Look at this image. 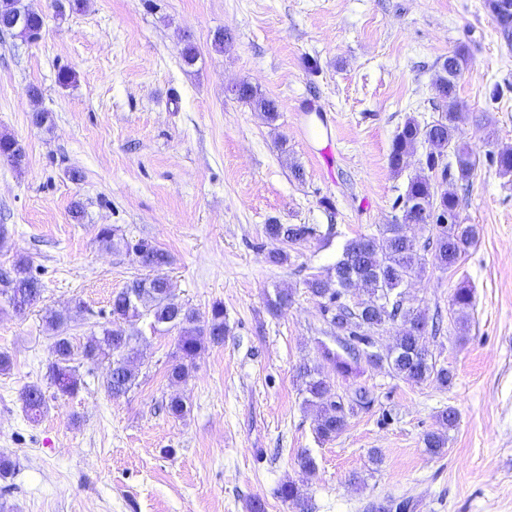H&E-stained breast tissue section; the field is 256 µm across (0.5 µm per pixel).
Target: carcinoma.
<instances>
[{
  "label": "carcinoma",
  "instance_id": "obj_1",
  "mask_svg": "<svg viewBox=\"0 0 512 512\" xmlns=\"http://www.w3.org/2000/svg\"><path fill=\"white\" fill-rule=\"evenodd\" d=\"M487 7L502 37L512 41V0H487ZM26 14L24 29L11 27L15 16ZM44 25L43 14L30 9L22 0H0V29L17 36L35 40ZM468 62V50L459 46L448 55L440 66L435 85L442 104L438 119L422 124L413 117L407 118L395 134L388 157V165L395 174L402 172L405 158L418 145H425L420 171L408 180L402 199L414 206L402 212L395 224H386L378 233L360 235L345 241L342 252L330 273L325 277L313 275L305 282L310 295L319 301L323 316L336 330V338L344 353L323 349V357L336 373L344 378L357 370L360 360L378 366L383 363L396 375L415 384L433 383L445 387L451 384L450 370L437 367L429 359L428 350L421 343L427 321L425 314L405 307L403 286L423 273L426 266L447 271L455 267L474 243L478 230L473 224H464L459 214V198L443 187L448 177L467 182L475 169V160L468 148L457 138L456 116L461 102L456 87L457 77ZM239 99L248 102L255 110L273 121L278 117L275 100L266 98L252 86L242 83L234 89ZM455 156L454 173H448L444 160L448 148ZM26 154L18 141L0 134V160L14 168L23 166ZM499 174L512 177V147L506 146L494 154ZM451 215L454 222L434 225L435 234L427 244V253L420 254L414 237L408 234L412 224L430 223L431 213ZM266 235L282 244L293 247L307 243L317 236L311 224L265 225ZM98 243L109 250L124 249L135 256L146 274L136 277L110 300L111 319L99 325V332H91L87 341L79 346L67 335L69 316L61 311L48 310L44 320L56 331L53 358L47 366V379L60 396H70L79 391L81 377L76 362L110 360V368L103 386L111 397L130 391L138 380V350L133 344L134 334L125 328L144 315L153 317L154 325H163L178 331L177 356L169 369V377L179 382L188 375L194 359L205 345H221L228 334L224 320V305L215 302L205 314L179 301L172 284L162 273L171 264L169 253L152 243L140 239L132 242L118 234V229L102 227L97 233ZM14 276L0 275V292L9 291L14 296L12 309L23 312V306H32L40 298L43 285L31 272L30 262L19 259L13 268ZM366 287L369 299L363 307H353L347 302L350 289ZM473 304L472 290L460 286L453 294V305L461 313ZM403 322L395 341L380 353L372 350L375 333L385 325ZM299 375L304 379L307 397L305 403L316 409L314 428L318 439L332 441L345 430L348 417L357 408H369L370 392L360 386L354 389L349 402L333 392L323 379L302 367ZM19 400L26 414L36 420L47 408L45 392L38 385H28L19 392ZM447 439L439 432H429L424 437L426 450L432 455L444 452ZM280 497L289 503L293 512H308V500L292 481L284 482Z\"/></svg>",
  "mask_w": 512,
  "mask_h": 512
}]
</instances>
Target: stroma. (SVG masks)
<instances>
[{"instance_id":"35a3bbf8","label":"stroma","mask_w":512,"mask_h":512,"mask_svg":"<svg viewBox=\"0 0 512 512\" xmlns=\"http://www.w3.org/2000/svg\"><path fill=\"white\" fill-rule=\"evenodd\" d=\"M24 2L45 24L34 42L0 33V133L26 152L22 168L0 162V274L26 258L43 293L25 314L0 309V352L12 361L0 373V457L14 466L0 512H250L255 500L291 512L277 495L289 480L309 512H370L388 498L411 499L413 512H512V177L492 161L512 146V45L486 0H85L61 13L52 0ZM187 39L191 67L180 59ZM461 44L458 137L477 165L450 188L478 237L455 269L426 268L405 288L410 306L441 314L424 344L453 383L368 364L341 377L322 356L339 348L334 331L304 282L327 275L347 239L401 217L422 154L393 174L392 140L407 116L438 117V64ZM241 83L276 100V121L232 94ZM38 111L47 124H34ZM273 220L321 236L274 264ZM104 224L166 250L178 299L202 312L223 303L229 332L174 383L178 333L143 317L133 389L108 396L107 361L86 362L79 391L31 420L18 392L46 383L44 309H72L68 334L84 342L142 272L134 255L99 246ZM463 281L474 297L462 315L452 297ZM279 289L293 304L276 315ZM303 365L341 396L371 394L335 440L314 433ZM175 395L180 418L165 409ZM449 407L457 424L430 455L423 436ZM304 451L313 471L296 464Z\"/></svg>"}]
</instances>
